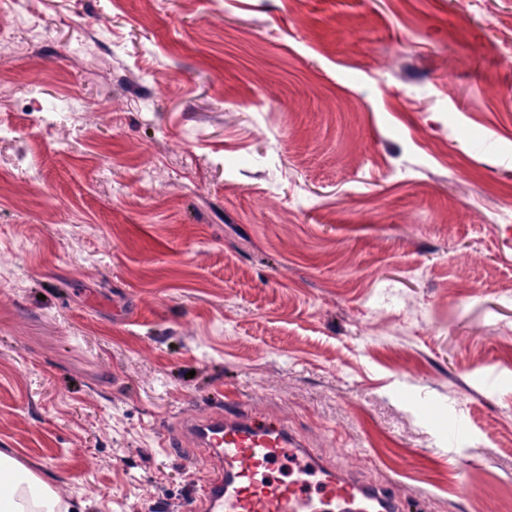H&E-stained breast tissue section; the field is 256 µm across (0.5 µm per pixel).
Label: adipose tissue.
Returning a JSON list of instances; mask_svg holds the SVG:
<instances>
[{"mask_svg": "<svg viewBox=\"0 0 512 512\" xmlns=\"http://www.w3.org/2000/svg\"><path fill=\"white\" fill-rule=\"evenodd\" d=\"M10 484L0 494V512H63L60 497L18 460L0 453V475Z\"/></svg>", "mask_w": 512, "mask_h": 512, "instance_id": "obj_1", "label": "adipose tissue"}]
</instances>
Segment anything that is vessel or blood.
Returning <instances> with one entry per match:
<instances>
[{"mask_svg":"<svg viewBox=\"0 0 512 512\" xmlns=\"http://www.w3.org/2000/svg\"><path fill=\"white\" fill-rule=\"evenodd\" d=\"M209 466L194 512H409L408 497L318 459L282 423L235 401L182 431Z\"/></svg>","mask_w":512,"mask_h":512,"instance_id":"1","label":"vessel or blood"}]
</instances>
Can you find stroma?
I'll return each instance as SVG.
<instances>
[{"instance_id": "1", "label": "stroma", "mask_w": 512, "mask_h": 512, "mask_svg": "<svg viewBox=\"0 0 512 512\" xmlns=\"http://www.w3.org/2000/svg\"><path fill=\"white\" fill-rule=\"evenodd\" d=\"M0 452L189 512L237 395L421 512H512V0H0Z\"/></svg>"}]
</instances>
